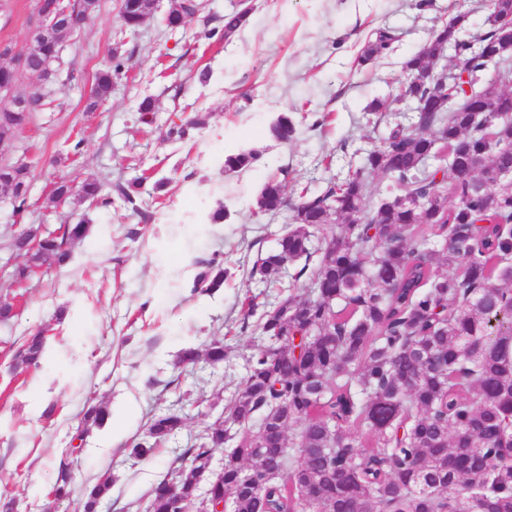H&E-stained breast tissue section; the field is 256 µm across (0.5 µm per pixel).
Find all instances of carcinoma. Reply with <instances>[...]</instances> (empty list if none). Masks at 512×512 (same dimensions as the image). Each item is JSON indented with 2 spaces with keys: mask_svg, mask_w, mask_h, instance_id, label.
Masks as SVG:
<instances>
[{
  "mask_svg": "<svg viewBox=\"0 0 512 512\" xmlns=\"http://www.w3.org/2000/svg\"><path fill=\"white\" fill-rule=\"evenodd\" d=\"M116 38L124 40L148 18L142 0H125ZM172 15L197 17V0H173ZM250 11L224 15V26L202 19L200 38L223 41L242 29ZM459 13L436 28L428 47L403 62L397 98L412 102L413 126L387 117L383 104L367 107L371 139L359 164L321 192L302 191L294 202L277 177L259 189V213L291 212L275 249L257 256L250 271L273 283L289 263L303 261L293 279L304 296L288 310L256 313L264 345L246 360L226 415L242 436L224 457L231 512H512V0H492L488 27L465 34ZM70 29L51 27L31 41L32 65L56 58ZM395 35L379 28L358 54L363 68L393 51ZM453 51L455 64L436 72ZM493 66L495 80L481 76ZM124 60L109 53L96 76L89 108L110 99ZM296 127L286 112L268 135L288 143ZM261 157L243 148L224 158L239 172ZM140 181L90 178L81 192L95 207L121 201L140 211ZM0 187L20 210L30 171L0 164ZM89 232L88 220L38 240L30 263L66 266L69 244ZM198 284L216 291L227 274L221 262L203 263ZM46 336L28 337L14 358L17 369H37ZM224 344L190 346L179 363H224ZM107 407H89L78 427L83 437L100 428ZM256 430H251V426ZM180 411L156 416L133 442L130 455L150 456L182 430ZM224 447V418L211 422L183 450L180 464L151 491L145 512H177L168 485H191L192 464ZM74 476L60 466L52 494L69 497ZM112 476L88 489L84 512L109 496Z\"/></svg>",
  "mask_w": 512,
  "mask_h": 512,
  "instance_id": "obj_1",
  "label": "carcinoma"
}]
</instances>
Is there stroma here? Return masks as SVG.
Listing matches in <instances>:
<instances>
[{
	"instance_id": "1",
	"label": "stroma",
	"mask_w": 512,
	"mask_h": 512,
	"mask_svg": "<svg viewBox=\"0 0 512 512\" xmlns=\"http://www.w3.org/2000/svg\"><path fill=\"white\" fill-rule=\"evenodd\" d=\"M254 0L247 25L229 41L197 38L199 21L187 19L169 32L171 0H157L154 14L127 34L123 74L111 100L86 109L94 77L113 46L119 0H100V10L65 42L63 64L48 89L46 105L11 139L9 160L32 166V187L22 211L0 195V297L13 315L0 322V495L18 512H42L61 460L89 404H104L128 419L120 438L111 425L93 430L77 456V481L56 512H81L87 487L112 476V494L98 512H143L153 489L191 439L223 413L247 358L261 346L246 316L248 297L272 306L300 295L282 276L265 287L248 275L258 253L275 247L286 214L255 211L256 195L278 175L290 197L316 191L344 176L352 149L368 135L367 106L394 96L407 55L457 13L468 29H486L488 0ZM37 0H7L0 9V43L13 54L29 43ZM389 28L396 49L368 69L353 66L371 33ZM208 84H200L203 68ZM156 102L153 123L139 119L143 97ZM282 112L296 123L292 142L270 140L267 127ZM203 124L184 140L171 126L193 117ZM81 141L80 154L70 146ZM254 147L263 157L250 169L225 172V153ZM75 184L89 177L142 178V213L121 204L91 207L71 198L50 201L53 181ZM224 203L227 217L210 215ZM89 218L88 236L72 246L74 261L16 282L26 263L12 240L25 224L53 231ZM215 257L228 271L213 295L193 290L198 261ZM44 330L49 343L39 369H13L26 338ZM223 341L220 369L176 366L191 345ZM181 409V433L144 460L130 455L154 416Z\"/></svg>"
}]
</instances>
